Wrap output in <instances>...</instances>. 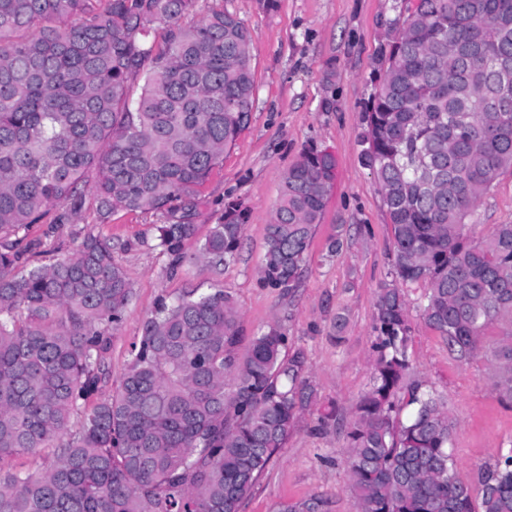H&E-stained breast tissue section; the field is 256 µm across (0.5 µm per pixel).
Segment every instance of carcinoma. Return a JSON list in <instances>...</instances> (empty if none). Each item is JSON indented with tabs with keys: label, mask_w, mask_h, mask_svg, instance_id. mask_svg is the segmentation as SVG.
<instances>
[{
	"label": "carcinoma",
	"mask_w": 512,
	"mask_h": 512,
	"mask_svg": "<svg viewBox=\"0 0 512 512\" xmlns=\"http://www.w3.org/2000/svg\"><path fill=\"white\" fill-rule=\"evenodd\" d=\"M195 2L108 0L98 12L92 0H0V458L60 441L49 468L0 472V512H240L311 403L280 325L242 356L232 297L192 289L147 317L117 393L69 430L109 374L110 331L132 297L112 238L95 228L117 211H171L250 123L247 28L224 10L185 28ZM378 65L361 160L393 260L376 295L373 386L347 432L352 492L358 512H512V448L476 483L457 476V422L411 375L407 292L426 285L425 323L457 362L484 357L512 403V224L479 240L469 225L512 167V0H415ZM334 168L310 148L285 174L265 228V286H299ZM90 182L95 222L75 254L17 271L37 248L20 233L55 206L81 216ZM245 220L229 205L189 256L196 225L158 224L154 247L174 270L218 269L236 258ZM327 508L313 497L285 512Z\"/></svg>",
	"instance_id": "obj_1"
}]
</instances>
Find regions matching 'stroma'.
I'll return each instance as SVG.
<instances>
[{"instance_id": "stroma-1", "label": "stroma", "mask_w": 512, "mask_h": 512, "mask_svg": "<svg viewBox=\"0 0 512 512\" xmlns=\"http://www.w3.org/2000/svg\"><path fill=\"white\" fill-rule=\"evenodd\" d=\"M404 0H197L182 26L195 25L210 9L239 17L250 33L255 91L248 128L224 162L195 195L173 204L172 213L120 211L102 225L116 246L114 258L133 289L123 320L112 333L110 376L88 406L118 389L138 343L145 319L161 300L190 290L224 289L239 309L242 336L276 323L289 336V354L301 355L314 390L284 448L259 477L241 512H280L283 506L321 497L328 512H356L346 463L348 423L372 387L374 313L378 288L392 262L391 225L378 184L360 159L362 112L374 91L372 74L388 42ZM314 146L336 158L335 177L304 263L301 284L293 291L264 287L258 269L264 229L277 203L284 176L304 148ZM247 215L238 257L214 270L186 265L170 273L171 258L154 249L156 227L189 215L197 226L186 253H195L211 228L224 219L228 204ZM472 235L481 238L493 225L512 224V167L497 176L472 218ZM343 230L344 244L329 253V239ZM76 224H33L26 239L44 251L31 257L48 264L73 254L82 237ZM129 250H122V243ZM425 289L409 288L412 325L410 360L416 375L442 394L457 420L453 453L460 479L475 481L482 465L500 449L512 447V406L491 388L486 363L463 365L422 319ZM344 329H337V315ZM342 341H335V334ZM335 407L337 420L319 428L318 418Z\"/></svg>"}]
</instances>
